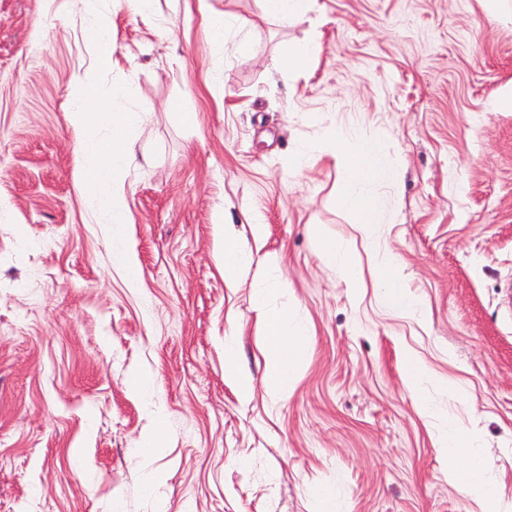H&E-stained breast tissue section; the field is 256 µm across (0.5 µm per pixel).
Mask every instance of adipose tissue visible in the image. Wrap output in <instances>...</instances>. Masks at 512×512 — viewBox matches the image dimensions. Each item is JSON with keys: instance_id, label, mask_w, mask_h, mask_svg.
Returning a JSON list of instances; mask_svg holds the SVG:
<instances>
[{"instance_id": "1", "label": "adipose tissue", "mask_w": 512, "mask_h": 512, "mask_svg": "<svg viewBox=\"0 0 512 512\" xmlns=\"http://www.w3.org/2000/svg\"><path fill=\"white\" fill-rule=\"evenodd\" d=\"M101 0H73L77 12L92 23L90 34L95 45L94 62L98 69L112 70V19L100 9ZM73 125L81 131L93 125L106 129L105 135L82 140V184L96 212L107 214L117 233L128 230L129 217L122 205L126 177L135 163L132 137L133 113L104 100L94 84L80 82L71 114ZM332 156L340 171L336 186L337 201L351 209L364 230L379 221V204L371 197H352L353 185L374 178L387 164L379 140L371 138L353 144L343 132L333 135ZM381 299L386 308L399 314L412 312L416 301L403 289L402 280L391 253H384L379 264ZM261 332L260 351L265 360L264 387L267 394L282 397L293 386L306 362L307 332L293 324L287 312L265 308L256 303ZM474 439L471 428L450 423L438 446L448 457V476L460 489L473 497L480 512H512V502L501 497L497 486L482 474L481 463L470 454Z\"/></svg>"}]
</instances>
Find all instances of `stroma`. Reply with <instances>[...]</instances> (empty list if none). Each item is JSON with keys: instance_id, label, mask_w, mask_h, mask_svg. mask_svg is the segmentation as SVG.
<instances>
[{"instance_id": "stroma-1", "label": "stroma", "mask_w": 512, "mask_h": 512, "mask_svg": "<svg viewBox=\"0 0 512 512\" xmlns=\"http://www.w3.org/2000/svg\"><path fill=\"white\" fill-rule=\"evenodd\" d=\"M105 7L109 72L69 0H0V512H312L323 484L335 512H476L437 447L446 413L475 425L512 498V0H316L288 25L262 0ZM291 41L316 46L303 72L280 65ZM80 74L139 115L125 237L89 221ZM337 127L389 157L358 191L383 204L377 234L421 300L409 316L379 307L377 260L336 200ZM227 223L250 257L232 284ZM315 226L351 248L358 287L320 259ZM124 249L133 287L112 265ZM261 286L310 329L281 398L264 388ZM228 340L250 400L224 379ZM411 356L429 371L413 390ZM158 426L165 449L141 461Z\"/></svg>"}]
</instances>
